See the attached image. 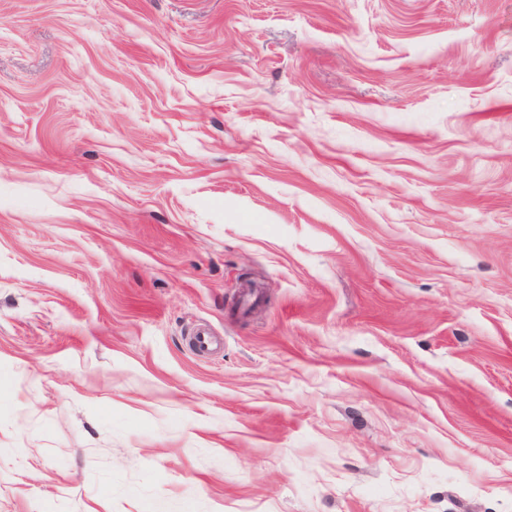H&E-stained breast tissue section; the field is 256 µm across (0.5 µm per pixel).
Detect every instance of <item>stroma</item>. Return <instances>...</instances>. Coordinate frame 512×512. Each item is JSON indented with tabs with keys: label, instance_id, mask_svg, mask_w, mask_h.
<instances>
[{
	"label": "stroma",
	"instance_id": "1",
	"mask_svg": "<svg viewBox=\"0 0 512 512\" xmlns=\"http://www.w3.org/2000/svg\"><path fill=\"white\" fill-rule=\"evenodd\" d=\"M0 512H512V0H0Z\"/></svg>",
	"mask_w": 512,
	"mask_h": 512
}]
</instances>
